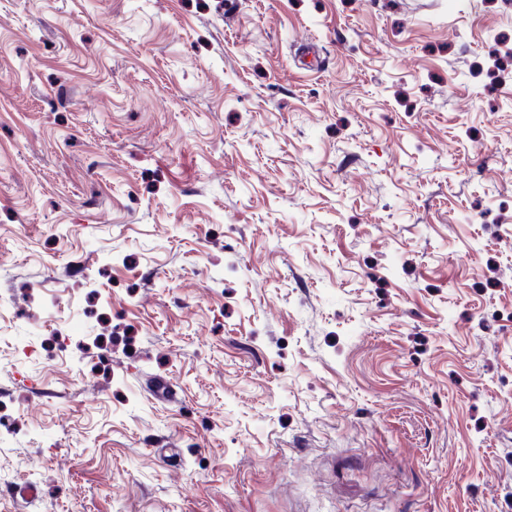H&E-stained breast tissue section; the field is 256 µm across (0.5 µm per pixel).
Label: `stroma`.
<instances>
[{
	"label": "stroma",
	"instance_id": "stroma-1",
	"mask_svg": "<svg viewBox=\"0 0 512 512\" xmlns=\"http://www.w3.org/2000/svg\"><path fill=\"white\" fill-rule=\"evenodd\" d=\"M0 512H512V0H0Z\"/></svg>",
	"mask_w": 512,
	"mask_h": 512
}]
</instances>
